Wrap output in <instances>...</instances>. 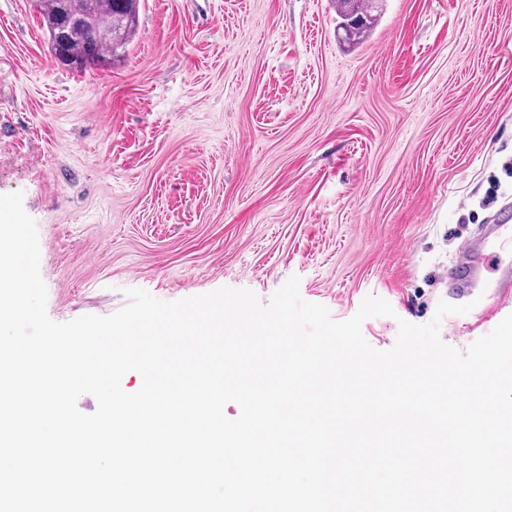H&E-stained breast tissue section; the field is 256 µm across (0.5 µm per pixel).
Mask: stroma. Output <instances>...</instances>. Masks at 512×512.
<instances>
[{"mask_svg": "<svg viewBox=\"0 0 512 512\" xmlns=\"http://www.w3.org/2000/svg\"><path fill=\"white\" fill-rule=\"evenodd\" d=\"M512 0H383L361 43L335 0H141L134 41L76 72L37 0H0V194L35 220L47 314L298 277L393 347L432 320L461 243L512 200ZM498 317L445 316L463 350Z\"/></svg>", "mask_w": 512, "mask_h": 512, "instance_id": "obj_1", "label": "stroma"}]
</instances>
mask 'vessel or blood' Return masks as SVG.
<instances>
[{
  "instance_id": "vessel-or-blood-1",
  "label": "vessel or blood",
  "mask_w": 512,
  "mask_h": 512,
  "mask_svg": "<svg viewBox=\"0 0 512 512\" xmlns=\"http://www.w3.org/2000/svg\"><path fill=\"white\" fill-rule=\"evenodd\" d=\"M512 223V204L503 203L492 214L491 230L470 240L448 269V300L453 304L474 303L482 318L499 312L512 299V267L498 270L490 277L498 249L493 244L492 229Z\"/></svg>"
}]
</instances>
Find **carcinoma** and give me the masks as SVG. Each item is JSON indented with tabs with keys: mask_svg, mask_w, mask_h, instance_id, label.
I'll return each mask as SVG.
<instances>
[{
	"mask_svg": "<svg viewBox=\"0 0 512 512\" xmlns=\"http://www.w3.org/2000/svg\"><path fill=\"white\" fill-rule=\"evenodd\" d=\"M140 0H39L51 52L63 65L86 71L112 64L136 33ZM338 29L358 43L377 18L362 0H336Z\"/></svg>",
	"mask_w": 512,
	"mask_h": 512,
	"instance_id": "1",
	"label": "carcinoma"
}]
</instances>
